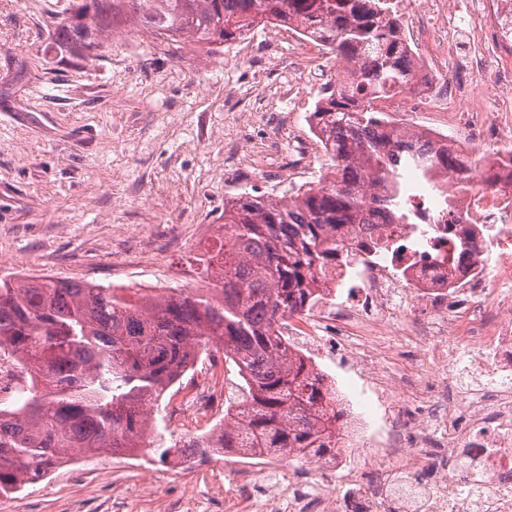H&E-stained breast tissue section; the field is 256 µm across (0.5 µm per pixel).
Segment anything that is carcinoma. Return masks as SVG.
Listing matches in <instances>:
<instances>
[{"label":"carcinoma","mask_w":512,"mask_h":512,"mask_svg":"<svg viewBox=\"0 0 512 512\" xmlns=\"http://www.w3.org/2000/svg\"><path fill=\"white\" fill-rule=\"evenodd\" d=\"M203 48L226 44L261 24L286 25L330 48L343 66L310 114L329 156L316 186L280 199L248 193L224 206V238L215 255V294L149 295L133 288L50 276L0 277V351L32 381L30 396L0 409V496L35 485L70 453L140 446L164 457L161 435L145 443L163 394L197 356L215 348L247 395L243 421L220 432L226 452L313 458L330 447L341 412L319 408L322 379L288 355L278 327L302 315L315 276L349 262L344 235L364 224L360 200L373 191L399 220L408 196L395 157L416 162L423 178L457 175L439 224H460L459 194L471 160L432 137L397 129L374 102L411 84L416 60L393 13V0H82L55 22L54 48L94 60L112 19Z\"/></svg>","instance_id":"1"}]
</instances>
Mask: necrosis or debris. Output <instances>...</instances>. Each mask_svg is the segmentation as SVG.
I'll return each mask as SVG.
<instances>
[{
    "label": "necrosis or debris",
    "mask_w": 512,
    "mask_h": 512,
    "mask_svg": "<svg viewBox=\"0 0 512 512\" xmlns=\"http://www.w3.org/2000/svg\"><path fill=\"white\" fill-rule=\"evenodd\" d=\"M411 3L396 9L409 16L415 85L390 93L384 110L480 112L498 89L512 112V0H466L461 13L448 0L418 12ZM464 14L478 27L461 55L452 35ZM466 143L476 162L463 223L424 233L437 198L404 169L411 223L352 225L348 267L328 270L308 313L280 326L292 355L317 368L337 361L361 381L381 413L370 458L348 429L333 458L247 456L224 472L249 488L230 512L261 501L268 512H512V177L488 184L494 153L480 133ZM469 231L477 250L449 260L450 241ZM379 238L390 249L366 251Z\"/></svg>",
    "instance_id": "4bbe7bcc"
}]
</instances>
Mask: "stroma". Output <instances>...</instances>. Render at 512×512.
Masks as SVG:
<instances>
[{
    "mask_svg": "<svg viewBox=\"0 0 512 512\" xmlns=\"http://www.w3.org/2000/svg\"><path fill=\"white\" fill-rule=\"evenodd\" d=\"M73 0H0V275L47 274L127 288L208 287L199 258L215 254L202 226L224 222L241 194L276 199L316 184L326 162L293 176L295 141L323 80L279 99L307 64L296 36L264 51L274 27L206 50L156 47L133 19L109 28L89 62L47 51ZM189 371L161 401L174 438L205 423L177 404L210 384ZM237 454L168 469L158 456L78 458L39 484L0 497V512H225L238 496L224 466Z\"/></svg>",
    "mask_w": 512,
    "mask_h": 512,
    "instance_id": "obj_1",
    "label": "stroma"
}]
</instances>
